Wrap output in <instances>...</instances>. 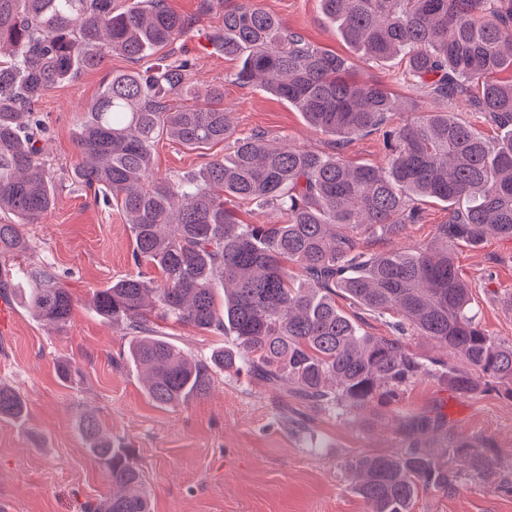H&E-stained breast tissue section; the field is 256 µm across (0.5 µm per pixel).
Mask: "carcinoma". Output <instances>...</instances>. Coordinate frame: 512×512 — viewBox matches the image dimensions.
I'll return each mask as SVG.
<instances>
[{
  "label": "carcinoma",
  "mask_w": 512,
  "mask_h": 512,
  "mask_svg": "<svg viewBox=\"0 0 512 512\" xmlns=\"http://www.w3.org/2000/svg\"><path fill=\"white\" fill-rule=\"evenodd\" d=\"M337 35L375 62L405 63L413 93L440 105L410 123L392 124L395 101L376 82L356 81L340 55L324 50L252 0L224 11L211 35L227 58L241 60L236 81L294 105L312 127L336 137L333 153L284 144L258 132L237 139L228 157L193 176L154 174L155 142L166 137L201 148L229 139L224 86L204 94L188 82L184 58L117 73L103 83L80 125L81 183L120 205L143 272L112 282L93 297L104 321L129 335L128 359L145 374L160 406L204 397L211 370L236 372L276 388L291 384L297 400L321 408L362 410L393 398L424 373L448 368L460 395L484 378L512 385V343L493 340L471 314L468 284L455 263L458 241L488 234L512 239V0H321ZM0 0V255L30 251L25 226L39 223L55 200L53 177L38 146L46 127L33 105L49 88L102 67L113 53L140 60L184 36L188 21L164 0ZM177 96L183 103L172 106ZM465 103L492 127L478 135L446 105ZM382 132L387 166H352L337 152L358 136ZM448 204L424 249L368 253L360 235L396 237L420 224L418 202ZM248 201L269 214L242 224L229 204ZM24 297L37 318L70 322L73 298L49 263L25 272ZM365 310L397 314L411 330L458 354L460 370L426 361L398 337L370 336L336 306V292ZM172 320L231 336L236 350L198 360L155 335ZM0 418L24 420V398L0 386ZM434 428L415 417L398 455L358 454L345 462L368 512H412L419 492H452L465 480L512 495V472L498 467L490 440L452 438L436 454L419 439ZM79 434L107 465L119 492L83 512H150L141 468L125 445L102 433L92 416Z\"/></svg>",
  "instance_id": "cac0c4a2"
}]
</instances>
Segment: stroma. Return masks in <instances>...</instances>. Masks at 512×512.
Segmentation results:
<instances>
[{"instance_id":"1","label":"stroma","mask_w":512,"mask_h":512,"mask_svg":"<svg viewBox=\"0 0 512 512\" xmlns=\"http://www.w3.org/2000/svg\"><path fill=\"white\" fill-rule=\"evenodd\" d=\"M236 2L165 0L193 25L157 51V58L192 59L190 80L198 90L223 86L234 138L261 131L272 142L329 151L330 136L308 125L287 101L237 84V61L214 48L210 35ZM255 3L312 44L348 58L355 78L383 83L402 104L394 123L430 110L427 100H415L410 92L403 62L376 64L354 52L337 36L321 0ZM145 66L142 60L110 55L103 68L51 88L34 105L48 128L42 145L56 192L48 215L26 227L30 259L55 268L74 308L70 322L58 328L36 319L20 294L12 296L11 322L0 331V384L18 390L26 409L23 423L0 419V512H80L85 502L111 497L105 465L78 432L86 414L129 449L145 476L151 512H367L344 471L345 460L361 453L399 454L406 446V424L420 415L442 425L428 436L434 445H442L447 434L488 438L500 450V468L512 471V392L497 383L462 397L443 374H425L391 403L345 413L307 406L285 388H270L247 373L216 369L203 398L161 407L147 397L141 372L126 359L127 337L90 305L96 291L136 273L130 228L115 204L70 177L80 160L76 132L83 110L105 76ZM232 149V140L192 149L163 138L154 146V172L161 177L196 173ZM421 209L423 223L408 225L396 238L370 239L368 252L430 246L448 212L435 201ZM454 254L480 325L494 339L512 341V313L502 305L503 295L512 291V239L491 236L476 247L460 243ZM157 331L201 360L233 344L231 337L170 321H158ZM62 361L78 368V383L59 377ZM413 512H512V496L468 483L449 494L420 492Z\"/></svg>"}]
</instances>
